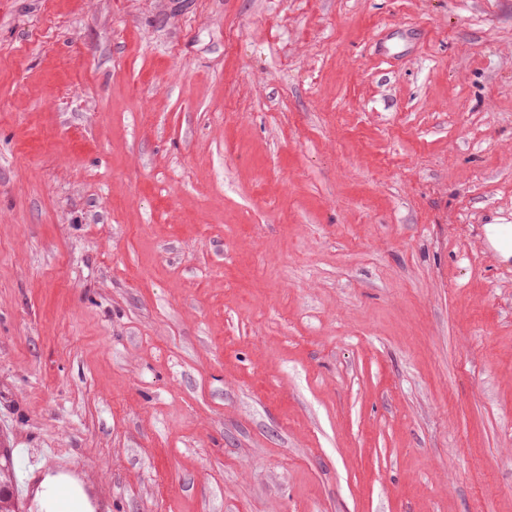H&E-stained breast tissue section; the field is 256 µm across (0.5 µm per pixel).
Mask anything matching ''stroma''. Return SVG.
I'll use <instances>...</instances> for the list:
<instances>
[{"instance_id":"stroma-1","label":"stroma","mask_w":512,"mask_h":512,"mask_svg":"<svg viewBox=\"0 0 512 512\" xmlns=\"http://www.w3.org/2000/svg\"><path fill=\"white\" fill-rule=\"evenodd\" d=\"M512 0H0V453L112 512H512Z\"/></svg>"}]
</instances>
